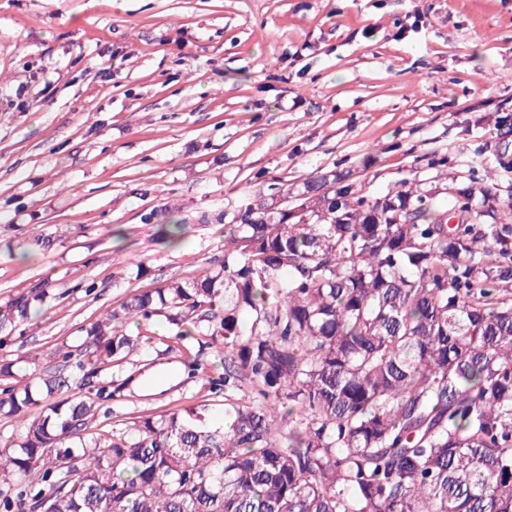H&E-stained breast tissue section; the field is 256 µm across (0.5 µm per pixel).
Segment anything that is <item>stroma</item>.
<instances>
[{
  "label": "stroma",
  "instance_id": "stroma-1",
  "mask_svg": "<svg viewBox=\"0 0 512 512\" xmlns=\"http://www.w3.org/2000/svg\"><path fill=\"white\" fill-rule=\"evenodd\" d=\"M336 167L372 197L487 172L512 223V0H0V306L47 291L0 360L35 382L103 312L223 253L202 213ZM168 219L181 246L156 240ZM141 332L98 428L222 421L165 318Z\"/></svg>",
  "mask_w": 512,
  "mask_h": 512
}]
</instances>
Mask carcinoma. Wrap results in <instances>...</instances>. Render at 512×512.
<instances>
[{"mask_svg": "<svg viewBox=\"0 0 512 512\" xmlns=\"http://www.w3.org/2000/svg\"><path fill=\"white\" fill-rule=\"evenodd\" d=\"M445 194L399 180L369 198L341 169L303 184L302 217L244 202L255 223L233 218L207 271L134 295L36 385L0 389V416L26 420L0 449L17 487L0 512H512V224L474 174ZM44 296L0 307V332ZM158 316L224 423L193 408L94 431L126 385L103 367L141 343L126 321Z\"/></svg>", "mask_w": 512, "mask_h": 512, "instance_id": "1", "label": "carcinoma"}]
</instances>
